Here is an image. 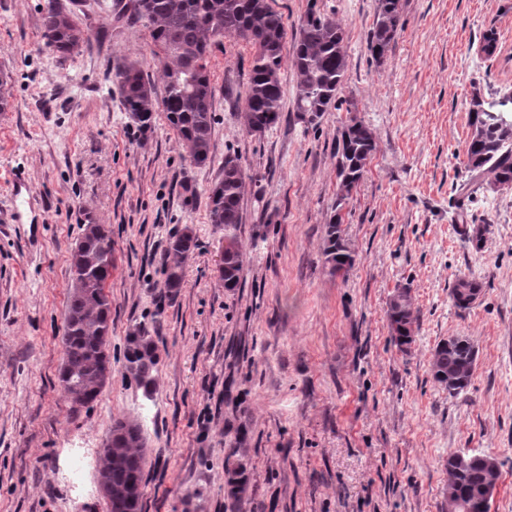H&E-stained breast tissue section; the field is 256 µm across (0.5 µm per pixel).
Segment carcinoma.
<instances>
[{
  "instance_id": "obj_1",
  "label": "carcinoma",
  "mask_w": 512,
  "mask_h": 512,
  "mask_svg": "<svg viewBox=\"0 0 512 512\" xmlns=\"http://www.w3.org/2000/svg\"><path fill=\"white\" fill-rule=\"evenodd\" d=\"M368 50L376 63L402 28V0H377ZM125 11L150 27L153 44L163 52L165 94L155 101L154 89L145 79L139 61L125 60L114 68L125 112L144 131L152 127L156 105H162L169 125L188 147L195 166L210 162L214 118V90L207 57L213 42L230 36L254 49L246 91L244 121L248 132L262 134L273 127L282 112L280 73L286 28L282 14L268 0H128ZM74 11L57 0H46L42 8V36L63 59L90 37L73 19ZM291 66L296 73L295 111L309 119L321 116L331 106L343 104L339 93L348 71L344 31L331 17L310 6L295 36ZM469 125L472 133L465 151L464 167L470 173L466 189H480L483 180L500 188L512 187V92L492 100L480 91L470 99ZM377 150L372 129L353 115L338 130L335 158V213L326 230L324 255L332 271L348 270L354 258L340 234L342 211L351 193L363 179L367 164ZM245 174L237 156L224 157V176L208 194L210 223L224 228V250L218 277L224 288L240 287L244 249L240 239L241 202ZM82 244L73 249L71 291L61 336L60 380L73 404L88 405L100 396L111 373L108 353L112 328V296L106 291L114 266L112 228L97 220L85 224ZM196 248L195 235L185 229L169 242L163 264L165 296L174 298L183 287V269ZM391 339L407 353L414 342L418 313L413 308L411 288L397 290L386 312ZM125 370L147 398L153 395L158 370L157 337L144 325L126 339ZM476 351L466 336L440 341L433 353L432 377L438 386L455 397L469 385L475 368ZM147 439L133 421L116 420L101 451L99 480L105 486L110 512H139L144 494ZM470 465L457 471L448 453L444 464L448 480V512H489L490 499L485 453L468 450ZM230 512H239L242 494L249 482L242 462L224 470Z\"/></svg>"
}]
</instances>
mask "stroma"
Instances as JSON below:
<instances>
[{"label": "stroma", "instance_id": "obj_1", "mask_svg": "<svg viewBox=\"0 0 512 512\" xmlns=\"http://www.w3.org/2000/svg\"><path fill=\"white\" fill-rule=\"evenodd\" d=\"M119 2L84 0L74 19L91 45L63 59L41 37L45 0H0L12 92L0 112V512H108L98 471L117 419L148 442L142 512H226L234 447L250 475L241 512H447L444 464L462 448L499 460L489 512H512V188L461 189L472 89L512 91V0H403L404 26L380 65L367 50L377 0H269L286 22L284 56L310 5L341 24L342 96L377 139L343 210L354 264L337 274L323 248L348 112L301 118L287 65L279 123L248 133L253 51L223 38L209 51L211 160L195 166L163 111L145 132L123 108L118 62L142 61L156 91L164 78L149 27ZM228 154L245 174L244 269L232 292L216 272L224 230L207 208ZM18 174L31 207L17 219ZM88 212L112 227V372L76 409L59 383L60 338ZM462 223L485 227L482 245ZM187 227L199 246L169 300L161 257ZM460 277L481 285L465 311L450 297ZM403 286L419 315L407 353L386 318ZM140 325L160 334L149 399L124 368ZM451 336L477 351L455 397L430 373Z\"/></svg>", "mask_w": 512, "mask_h": 512}]
</instances>
